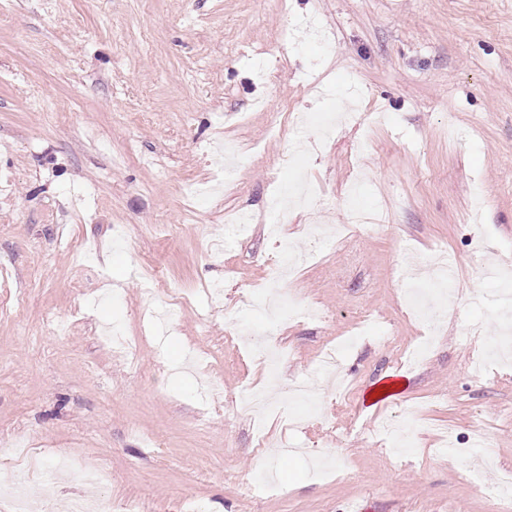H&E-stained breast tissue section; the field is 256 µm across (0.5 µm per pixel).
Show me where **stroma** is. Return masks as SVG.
<instances>
[{"label": "stroma", "mask_w": 512, "mask_h": 512, "mask_svg": "<svg viewBox=\"0 0 512 512\" xmlns=\"http://www.w3.org/2000/svg\"><path fill=\"white\" fill-rule=\"evenodd\" d=\"M238 147L236 179L214 151ZM292 159L282 165V156ZM318 184L323 225L275 229L271 191ZM256 222L227 239L224 215ZM316 322L242 293L282 240ZM455 296L406 310L408 251ZM512 260V0H0V483L138 512H512V364L492 260ZM286 353L277 373L244 347ZM389 373L407 387L372 402ZM278 377L258 445L242 387ZM417 410L402 455L374 420ZM484 445L472 447L475 430ZM279 473L277 492L248 484ZM480 471L473 481L472 471ZM97 472V483L82 480Z\"/></svg>", "instance_id": "35a3bbf8"}]
</instances>
